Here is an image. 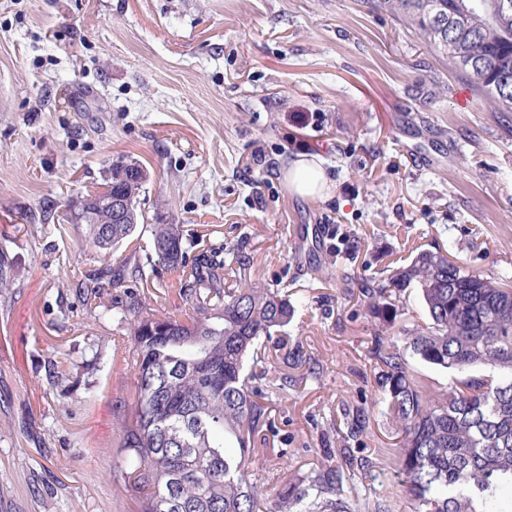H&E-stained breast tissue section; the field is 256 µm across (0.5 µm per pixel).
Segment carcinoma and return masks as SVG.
<instances>
[{
  "instance_id": "1",
  "label": "carcinoma",
  "mask_w": 512,
  "mask_h": 512,
  "mask_svg": "<svg viewBox=\"0 0 512 512\" xmlns=\"http://www.w3.org/2000/svg\"><path fill=\"white\" fill-rule=\"evenodd\" d=\"M501 0H371L448 61L495 112H512V8ZM139 162L112 163V186L134 199L119 223L108 210L86 220L84 236L127 256L95 271L86 294L121 288L113 317L135 359L131 405L118 410L122 477L137 492L135 512H356L343 464L310 469L287 494L263 490L252 469L261 432L272 422L260 339L288 326V291L251 280L242 256L214 243L187 258L182 224H151L137 207L145 180ZM148 237L151 249L140 241ZM177 274L174 293L187 320L154 313L169 290L144 288L158 267ZM374 317L391 326L403 295L417 291L426 322L376 337L372 359L381 397L401 437L395 465L409 512H512V286L464 270L442 250H420L381 278L364 280ZM447 369L455 381L435 392L409 360Z\"/></svg>"
}]
</instances>
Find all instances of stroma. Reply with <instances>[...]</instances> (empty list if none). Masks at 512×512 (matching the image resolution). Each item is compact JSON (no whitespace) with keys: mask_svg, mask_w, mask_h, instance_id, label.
<instances>
[{"mask_svg":"<svg viewBox=\"0 0 512 512\" xmlns=\"http://www.w3.org/2000/svg\"><path fill=\"white\" fill-rule=\"evenodd\" d=\"M470 90L368 0H0V264L19 272L0 291V512H134L123 294L92 308L103 254L42 217L122 158L187 253L223 242L297 307L263 341L266 384L291 381L269 397L259 476L280 489L348 457L355 507L405 512L361 281L435 247L512 278V113ZM301 155L327 198L286 189Z\"/></svg>","mask_w":512,"mask_h":512,"instance_id":"35a3bbf8","label":"stroma"}]
</instances>
